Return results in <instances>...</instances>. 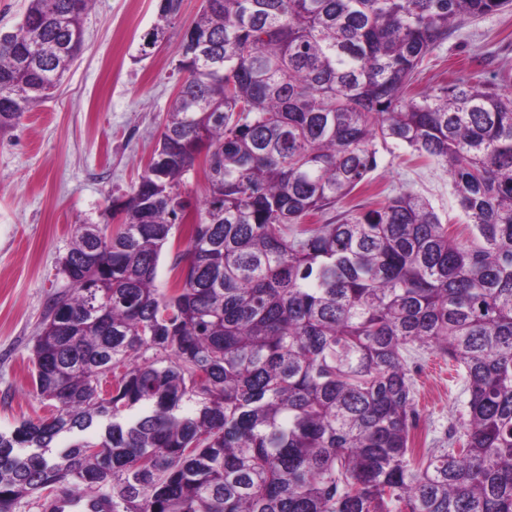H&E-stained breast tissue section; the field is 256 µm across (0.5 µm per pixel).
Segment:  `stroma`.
<instances>
[{
    "label": "stroma",
    "mask_w": 512,
    "mask_h": 512,
    "mask_svg": "<svg viewBox=\"0 0 512 512\" xmlns=\"http://www.w3.org/2000/svg\"><path fill=\"white\" fill-rule=\"evenodd\" d=\"M158 0H95L83 51L54 96L0 134V432L48 415L31 387L30 350L52 300L67 290L58 272L73 228L97 224L113 197L129 191L149 160L178 89L181 41L201 0H183L166 39L140 55L142 36L158 19ZM480 76L512 93V10L456 31L410 86L409 95ZM402 190L426 199L458 242L474 240L445 166L417 161L408 149H380L368 187L325 219L374 207ZM407 366L415 387L414 448L447 445L465 418L464 371L433 349Z\"/></svg>",
    "instance_id": "stroma-1"
}]
</instances>
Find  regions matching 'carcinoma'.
<instances>
[{"label": "carcinoma", "instance_id": "carcinoma-1", "mask_svg": "<svg viewBox=\"0 0 512 512\" xmlns=\"http://www.w3.org/2000/svg\"><path fill=\"white\" fill-rule=\"evenodd\" d=\"M182 0H159L140 52ZM92 0H28L0 36V133L77 60ZM512 0H206L158 148L122 220L74 226L31 350L55 411L0 432V512L64 489L112 512H512V94L473 77L402 96L423 62ZM444 164L476 242L402 191L338 222L378 145ZM188 227L174 288L162 250ZM465 372L448 447L409 446L403 351ZM97 438L89 440L85 432ZM70 442L57 444L61 436ZM99 452L91 453L89 449Z\"/></svg>", "mask_w": 512, "mask_h": 512}]
</instances>
